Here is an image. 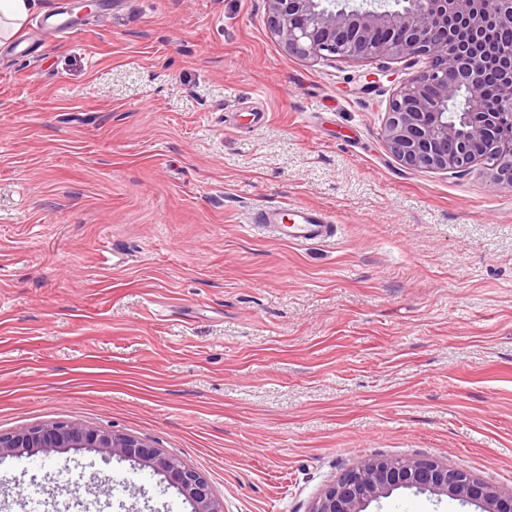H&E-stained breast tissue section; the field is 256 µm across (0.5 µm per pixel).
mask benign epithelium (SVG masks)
I'll return each mask as SVG.
<instances>
[{
	"label": "benign epithelium",
	"instance_id": "1",
	"mask_svg": "<svg viewBox=\"0 0 512 512\" xmlns=\"http://www.w3.org/2000/svg\"><path fill=\"white\" fill-rule=\"evenodd\" d=\"M268 26L289 54L305 60H410L426 66L399 85L389 103L383 137L405 167L491 171L493 184L512 188V134L500 112H474L466 91H477L494 64L512 85V54L499 57L487 25L512 29V0H266ZM94 448L164 476L190 512H222L208 482L194 469L142 440L79 423L0 434V457L35 449ZM401 488L475 502L480 512H512V492L433 458H368L329 485L310 512H367Z\"/></svg>",
	"mask_w": 512,
	"mask_h": 512
}]
</instances>
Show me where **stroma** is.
Listing matches in <instances>:
<instances>
[{
    "label": "stroma",
    "mask_w": 512,
    "mask_h": 512,
    "mask_svg": "<svg viewBox=\"0 0 512 512\" xmlns=\"http://www.w3.org/2000/svg\"><path fill=\"white\" fill-rule=\"evenodd\" d=\"M19 38L28 55L0 46V433L137 437L223 512H310L372 457L512 490V189L390 153L406 62L292 56L265 0H41ZM295 203L337 237L252 222ZM51 498L190 512L93 449L0 459V512ZM368 512L474 509L400 489ZM253 221L277 240L292 244L319 243L336 237L337 226L326 212L303 205L259 208Z\"/></svg>",
    "instance_id": "1"
}]
</instances>
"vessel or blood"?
<instances>
[{
	"label": "vessel or blood",
	"mask_w": 512,
	"mask_h": 512,
	"mask_svg": "<svg viewBox=\"0 0 512 512\" xmlns=\"http://www.w3.org/2000/svg\"><path fill=\"white\" fill-rule=\"evenodd\" d=\"M253 220L274 238L292 244H311L335 238L337 226L324 211L303 205L267 206Z\"/></svg>",
	"instance_id": "1"
}]
</instances>
